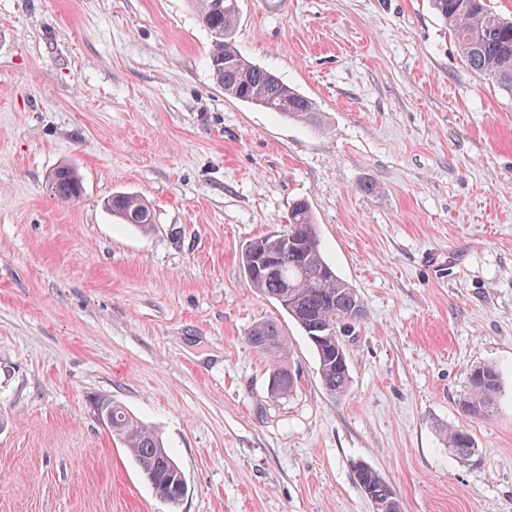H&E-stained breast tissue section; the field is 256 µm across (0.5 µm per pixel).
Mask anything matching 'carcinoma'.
<instances>
[{
  "instance_id": "obj_1",
  "label": "carcinoma",
  "mask_w": 512,
  "mask_h": 512,
  "mask_svg": "<svg viewBox=\"0 0 512 512\" xmlns=\"http://www.w3.org/2000/svg\"><path fill=\"white\" fill-rule=\"evenodd\" d=\"M203 25L211 33L209 67L224 94L238 100L247 95L267 102L265 110L286 119L315 124L319 122L315 104L282 80L262 70L243 65L227 69L224 60L241 59L233 33L239 10L238 0H190ZM432 8L454 35L466 65L512 96V20L493 12L486 0H431ZM48 191L59 201H74L82 188L73 168L60 166L48 176ZM112 215L124 224L147 231L154 222L150 206L136 195L115 193L110 199ZM268 254L282 257L275 269L251 268L250 251L243 250L241 262L250 285L274 299L300 327L312 344L318 374L324 389L334 397L343 396L351 385L349 366L337 360L341 346L336 328L349 320L361 319L364 308L356 290L340 278L324 257L320 237L309 205L293 203L286 229L261 237ZM246 343L265 352L275 371L272 387L276 393H289L296 378L283 366L288 343L277 323L263 322L249 331ZM469 392L462 403L471 417H485L493 411L500 393V374L493 365L475 368L469 378ZM97 408L112 409V436L133 456L144 479L156 495L175 505L183 497L185 475L161 437L132 417L112 400L105 398ZM448 447L462 457L471 455L474 443L463 426L448 430ZM355 479L373 506V512H399L394 489L372 468L355 470Z\"/></svg>"
}]
</instances>
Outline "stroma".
I'll return each instance as SVG.
<instances>
[{
	"label": "stroma",
	"instance_id": "35a3bbf8",
	"mask_svg": "<svg viewBox=\"0 0 512 512\" xmlns=\"http://www.w3.org/2000/svg\"><path fill=\"white\" fill-rule=\"evenodd\" d=\"M235 41L319 125L225 96L188 0H0V512H373L361 463L401 512H512V97L429 0H239ZM61 165L69 203L46 188ZM115 192L152 206L149 233L107 210ZM299 199L364 305L340 398L240 260ZM268 320L289 394L244 341ZM483 364L497 407L471 419ZM102 398L173 452L178 505ZM48 191L59 201H74L81 195L82 188L73 168L60 166L48 176ZM469 392L462 403L463 412L471 417H485L493 412L500 393V374L493 365L476 367L469 378ZM110 406L112 419L109 411H101ZM97 411L101 424L108 428L112 427V436L117 437L131 453L142 476L156 495L171 505L179 504L177 502L183 497V488H186V492L188 490L187 482L181 467L161 437L125 412L122 407L112 404V399L100 400L97 403ZM448 448L462 457L471 455L474 449V443L471 433L463 426L448 430L446 435Z\"/></svg>",
	"mask_w": 512,
	"mask_h": 512
}]
</instances>
